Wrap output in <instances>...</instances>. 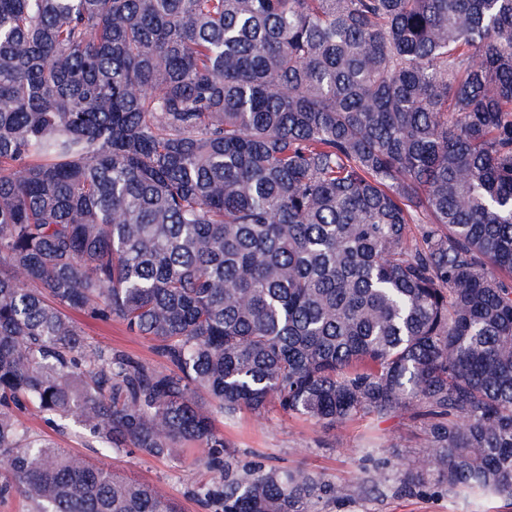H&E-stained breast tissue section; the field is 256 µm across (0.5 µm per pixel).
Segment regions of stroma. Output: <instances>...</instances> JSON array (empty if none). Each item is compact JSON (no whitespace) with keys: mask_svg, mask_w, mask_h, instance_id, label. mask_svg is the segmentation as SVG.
I'll use <instances>...</instances> for the list:
<instances>
[{"mask_svg":"<svg viewBox=\"0 0 512 512\" xmlns=\"http://www.w3.org/2000/svg\"><path fill=\"white\" fill-rule=\"evenodd\" d=\"M78 321L88 341L155 361L150 341L129 333L121 321L105 323L83 315ZM21 418L33 435L82 453L125 477L161 487L180 504L183 512H202L190 494L192 485L211 478L201 463V450L180 449L167 459L138 451L104 455L89 447L87 439L75 428L57 427L32 411L22 413ZM216 427L235 448L253 452L255 461L265 466H300L355 488L352 499L328 506L326 512H512L504 500L496 497H406L395 494L390 484L370 489L360 465L367 449L384 450L394 470L400 468L410 452L423 449L422 424L407 414L383 419L365 415L325 427L272 408L262 415L244 414L232 421L217 419Z\"/></svg>","mask_w":512,"mask_h":512,"instance_id":"1","label":"stroma"}]
</instances>
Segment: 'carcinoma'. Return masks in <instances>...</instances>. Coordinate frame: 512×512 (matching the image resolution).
Wrapping results in <instances>:
<instances>
[{
  "label": "carcinoma",
  "instance_id": "obj_1",
  "mask_svg": "<svg viewBox=\"0 0 512 512\" xmlns=\"http://www.w3.org/2000/svg\"><path fill=\"white\" fill-rule=\"evenodd\" d=\"M271 406L407 412L398 494L512 505V0H0V496L181 512L31 408L104 450L196 445L209 512L347 500L215 430ZM69 314L80 323L88 341L103 347L124 350L149 362L163 363L152 351V343L142 336L129 333L121 321L112 319V322L105 323L75 311H69Z\"/></svg>",
  "mask_w": 512,
  "mask_h": 512
}]
</instances>
